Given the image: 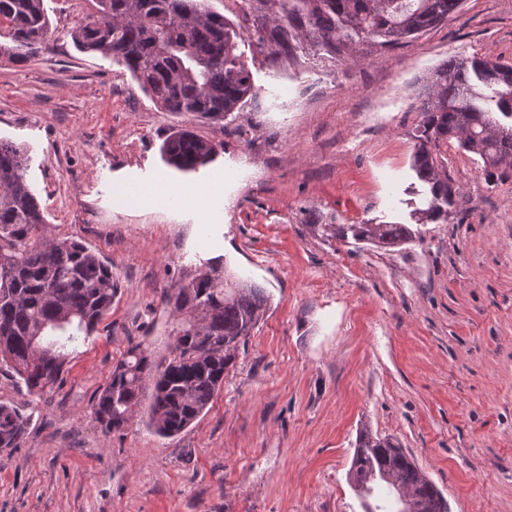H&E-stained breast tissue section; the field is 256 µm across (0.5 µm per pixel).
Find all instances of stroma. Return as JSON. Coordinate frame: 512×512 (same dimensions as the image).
Wrapping results in <instances>:
<instances>
[{
    "mask_svg": "<svg viewBox=\"0 0 512 512\" xmlns=\"http://www.w3.org/2000/svg\"><path fill=\"white\" fill-rule=\"evenodd\" d=\"M208 4L241 25L257 92L221 121L163 111L125 68L78 50L90 0H44L48 47L0 60V138L27 152L49 235L111 262L119 287L61 387L36 395L0 374V403L30 418L26 443L0 450V512H363L348 480L363 429L406 448L449 512H512V172L489 175L452 143V221L395 251L309 230L411 223L431 76L455 56L512 60V0H465L418 39L336 57L306 40L272 56L246 0ZM177 127L218 154L170 166ZM187 188L193 207H172ZM212 260L270 296L222 390L176 437L143 418L102 434L95 390L129 341L167 355L161 291Z\"/></svg>",
    "mask_w": 512,
    "mask_h": 512,
    "instance_id": "obj_1",
    "label": "stroma"
}]
</instances>
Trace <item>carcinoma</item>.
Masks as SVG:
<instances>
[{
  "label": "carcinoma",
  "mask_w": 512,
  "mask_h": 512,
  "mask_svg": "<svg viewBox=\"0 0 512 512\" xmlns=\"http://www.w3.org/2000/svg\"><path fill=\"white\" fill-rule=\"evenodd\" d=\"M275 8L257 16L254 44L287 55L299 34L331 54L369 41L394 47L448 20L461 0H254ZM98 16L71 37L84 52L124 66L166 112L222 120L255 98L251 72L239 52L240 32L207 0H96ZM52 36L44 0H0V59L27 63ZM498 112L511 123L493 117ZM412 170L425 185L418 224L448 223L458 190L436 150L455 142L484 168L512 170V62L450 58L434 71L419 108ZM217 147L187 129L162 145L167 163L188 172L207 164ZM28 159L0 139V371L40 394L63 381L69 349L98 331L118 288L112 264L82 243L51 239L41 204L27 181ZM326 238L396 247L415 238L408 224H311ZM173 317L169 355L152 357L130 343L95 393L92 415L106 435H124L145 414L155 433L174 437L197 420L224 386L241 347L264 318L265 291L231 282L208 265L186 284L163 292ZM28 417L0 404V450L26 439ZM349 480L364 512L375 487L393 503L431 501L439 491L392 438L359 434Z\"/></svg>",
  "instance_id": "cac0c4a2"
}]
</instances>
